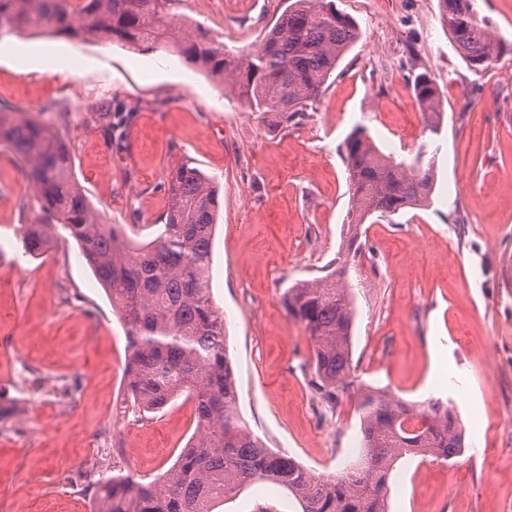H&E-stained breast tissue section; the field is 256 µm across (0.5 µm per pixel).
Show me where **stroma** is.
Wrapping results in <instances>:
<instances>
[{
	"instance_id": "stroma-1",
	"label": "stroma",
	"mask_w": 512,
	"mask_h": 512,
	"mask_svg": "<svg viewBox=\"0 0 512 512\" xmlns=\"http://www.w3.org/2000/svg\"><path fill=\"white\" fill-rule=\"evenodd\" d=\"M360 38L303 118L255 112L229 87L184 61L165 41L132 50L105 38L0 37V104L51 125L75 159V180L102 223L133 226L146 242L168 206L166 177L189 163L213 178L220 216L213 298L224 312L239 411L273 451L328 478L355 467L360 419L354 388L335 407L311 386L313 347L289 318L283 292L324 276L347 239L350 193L341 153L366 128L395 162L419 146L435 173L431 204L366 224L362 259L348 265L356 318L352 378L410 403L447 402L465 450L441 463L405 457L390 480L387 512H512V0H473L501 39L499 61L473 71L440 18L438 0H334ZM284 0H169L168 20L230 51L255 49ZM428 73L442 95L438 136L425 128L413 79ZM471 87L463 99L458 86ZM125 106L124 145L100 113ZM39 221L22 167L0 146V512H96L86 473L149 482L190 441L191 402L133 414L126 391L124 326L80 256L55 233L46 253L23 254L20 225ZM448 369L429 379L432 352ZM22 355L46 384L76 383L93 403L41 394L23 399L7 360ZM301 512L286 489L257 482L213 512Z\"/></svg>"
}]
</instances>
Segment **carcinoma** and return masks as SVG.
<instances>
[{"instance_id": "carcinoma-1", "label": "carcinoma", "mask_w": 512, "mask_h": 512, "mask_svg": "<svg viewBox=\"0 0 512 512\" xmlns=\"http://www.w3.org/2000/svg\"><path fill=\"white\" fill-rule=\"evenodd\" d=\"M168 0H0V35L34 31L50 36L104 37L139 48L161 38L189 63L231 86L254 112L305 116L330 76L359 39L356 23L332 0H289L255 50L230 55L197 33L162 22ZM441 22L464 61L485 70L502 54L501 40L477 16L472 0H439ZM426 129L438 134L441 93L430 75L415 76ZM122 109L106 125L109 141L121 137ZM0 144L16 156L34 190L41 219L24 225L25 252H45L52 231L73 238L86 264L121 313L129 358L127 390L139 411H160L176 397L194 404L195 441L173 468L148 483L131 476L97 483V512H212L210 504L252 483L277 484L299 501L302 512H385L389 478L405 456L443 462L460 456L464 431L448 405L430 399L417 406L389 392L358 389L361 461L333 478L313 475L278 456L243 420L228 359L224 313L213 300L211 262L217 195L200 169L181 166L167 176L169 203L153 238L136 248L121 224L107 227L73 177L74 156L52 127L24 112L0 107ZM351 193L344 257L316 280L286 288L288 316L302 324L314 348L312 381L328 404L352 386L353 298L343 282L357 262L361 225L430 203L433 175L416 156L395 163L366 128L344 142Z\"/></svg>"}]
</instances>
